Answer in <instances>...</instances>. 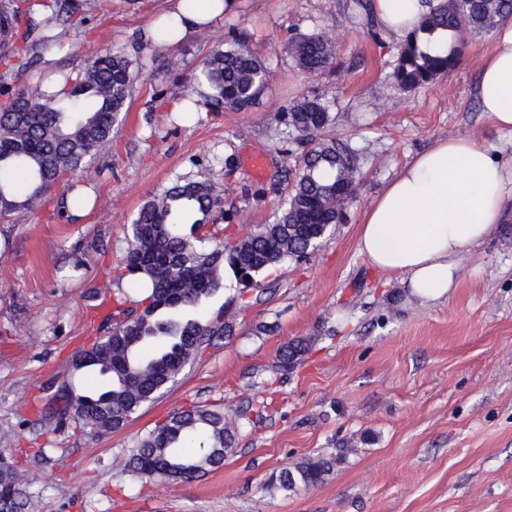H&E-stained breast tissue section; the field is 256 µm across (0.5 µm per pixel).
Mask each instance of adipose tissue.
I'll list each match as a JSON object with an SVG mask.
<instances>
[{
    "mask_svg": "<svg viewBox=\"0 0 512 512\" xmlns=\"http://www.w3.org/2000/svg\"><path fill=\"white\" fill-rule=\"evenodd\" d=\"M378 23L397 35L417 27L421 0H370ZM236 0H171V33L145 29L159 47L210 29ZM479 81L481 109L499 128L512 131V23L493 33ZM512 170L469 135L442 139L407 162L371 202L358 230V248L368 262L399 275L411 296L437 300L458 285L463 255L483 244L506 214Z\"/></svg>",
    "mask_w": 512,
    "mask_h": 512,
    "instance_id": "ef3b65f1",
    "label": "adipose tissue"
}]
</instances>
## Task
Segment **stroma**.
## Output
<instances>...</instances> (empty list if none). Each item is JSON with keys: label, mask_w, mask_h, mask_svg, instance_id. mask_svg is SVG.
I'll use <instances>...</instances> for the list:
<instances>
[{"label": "stroma", "mask_w": 512, "mask_h": 512, "mask_svg": "<svg viewBox=\"0 0 512 512\" xmlns=\"http://www.w3.org/2000/svg\"><path fill=\"white\" fill-rule=\"evenodd\" d=\"M167 0H111L108 12L57 27L59 40L0 81V104L23 86L64 78L120 51L141 66L110 143L61 180L33 213L0 222V464L30 488L29 512H512V219L460 262L457 288L424 302L357 249L365 209L400 168L436 141L472 135L512 167V133L482 112L478 63L486 34L468 38L460 66L411 93L388 89L398 36L353 16L351 0H239L208 37L170 51L143 33ZM296 32L336 46L332 67L310 76L283 50ZM256 46L269 85L249 110L198 107L181 120L171 104L182 81L170 56L194 69L232 36ZM328 103L325 135L362 149L357 195L343 223L307 258L264 274L248 299L226 288L206 300L207 321L231 325L144 404L120 431L92 440L65 429L44 435L36 398L70 379L75 350L102 335L92 295L136 299L115 281L139 207L187 175L224 197V221L242 230L272 223L294 160L267 136L291 100ZM262 155L255 179L248 156ZM93 192L83 216L71 190ZM309 350L277 366L281 346ZM221 405L239 433L221 467L167 481L124 464L176 408ZM335 457L326 480L295 492L268 485L273 473Z\"/></svg>", "instance_id": "stroma-1"}]
</instances>
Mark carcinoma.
Returning a JSON list of instances; mask_svg holds the SVG:
<instances>
[{
	"mask_svg": "<svg viewBox=\"0 0 512 512\" xmlns=\"http://www.w3.org/2000/svg\"><path fill=\"white\" fill-rule=\"evenodd\" d=\"M98 0H15L10 15L25 19L5 72L37 60L39 51L56 39L52 30L77 14L98 9ZM512 18V0H441L417 28L401 37V50L389 76L400 93L435 83L457 69L463 59V36L489 33ZM294 66L315 75L333 65L335 45L323 33H301L284 47ZM138 63L120 52L89 61L65 86L49 93L41 85L25 86L0 107V175L19 171L27 190L0 179V216L32 212L46 192L112 139V130L126 111ZM203 76L210 93L205 104L217 109L247 110L263 95L269 69L261 52L245 39H234L212 51L199 74L184 77V96H191ZM332 121L327 106L303 99L281 113L271 137L281 152L295 158V173L280 211L271 224H261L229 245L230 238L213 233L209 248H200L181 233L180 225L201 230L216 225L224 214L223 198L205 181L180 178L147 200L136 213L128 247L115 261V279L134 277L144 298L135 306L110 314L112 330L73 357L80 384L66 381L39 406L38 421L52 434L73 423L96 439L124 428L145 403L162 395L182 368L213 336L227 327L196 315L203 302L224 285V264L235 268L238 281L259 286L269 269L299 260L315 250L340 223L359 184L358 150L334 139L314 141ZM307 339L284 345L279 367L286 369L308 351ZM238 425L232 414L189 404L175 410L141 439L126 467L139 475L159 477L163 463L185 479L199 469L219 467L234 447ZM333 457L309 460L273 474L269 485L294 492L322 483L333 470ZM29 493L17 474L0 468V512H27Z\"/></svg>",
	"mask_w": 512,
	"mask_h": 512,
	"instance_id": "carcinoma-1",
	"label": "carcinoma"
}]
</instances>
